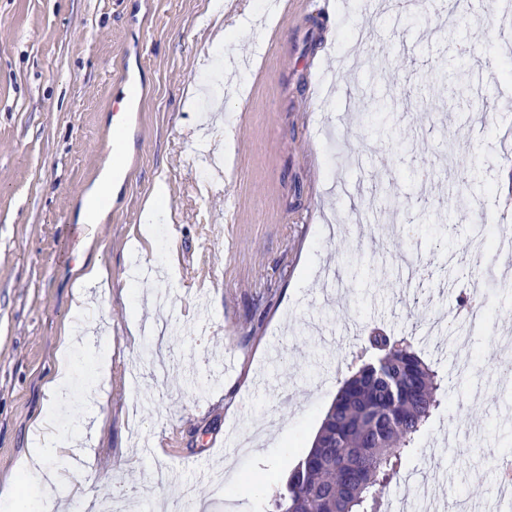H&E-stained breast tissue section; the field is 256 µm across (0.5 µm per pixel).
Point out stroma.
<instances>
[{"label": "stroma", "instance_id": "stroma-1", "mask_svg": "<svg viewBox=\"0 0 512 512\" xmlns=\"http://www.w3.org/2000/svg\"><path fill=\"white\" fill-rule=\"evenodd\" d=\"M309 0L327 24L266 31L262 0H0V500L9 512L69 500L74 512L111 497L131 512H271L275 489L310 447L336 381L366 329L412 336L442 371L459 354L428 323L480 293L488 320L472 337L467 384L449 392L406 465L439 488L443 512H493V461L512 423V380L492 348L512 332V295L492 292L471 225L482 201H503L512 225V13L476 0L441 28L448 0L407 13L385 0ZM230 39L215 49L217 33ZM390 51L383 84L391 132L368 135L351 88ZM489 63L474 101L469 71L432 72L465 52ZM141 103L126 129L112 121L129 62ZM249 86L244 104L234 82ZM223 111H216V103ZM234 151L224 157L225 125ZM127 143L125 184L79 216L99 185L112 140ZM374 181L391 184L394 213L350 223L349 204ZM164 183L169 213L144 241L142 283L126 281V247ZM381 261L368 287L333 290L348 250ZM100 256L112 282L72 357L69 413L59 438L95 451L96 475L73 477V455L49 457L58 488L14 475L50 406L45 391L69 319L78 253ZM355 310L343 313L346 302ZM139 346L131 348V316ZM112 348V382L95 395L96 353ZM106 411L107 426L98 413Z\"/></svg>", "mask_w": 512, "mask_h": 512}]
</instances>
